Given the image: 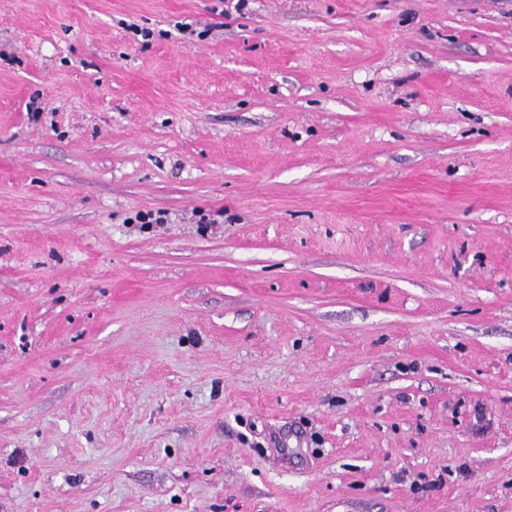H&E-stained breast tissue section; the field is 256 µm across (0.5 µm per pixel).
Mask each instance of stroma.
<instances>
[{"label": "stroma", "mask_w": 512, "mask_h": 512, "mask_svg": "<svg viewBox=\"0 0 512 512\" xmlns=\"http://www.w3.org/2000/svg\"><path fill=\"white\" fill-rule=\"evenodd\" d=\"M0 512H512V0H0Z\"/></svg>", "instance_id": "1"}]
</instances>
